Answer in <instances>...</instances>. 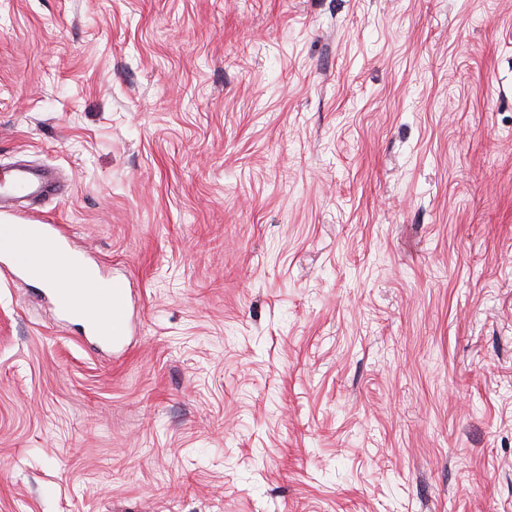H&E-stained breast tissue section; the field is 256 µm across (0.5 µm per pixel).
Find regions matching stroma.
Returning <instances> with one entry per match:
<instances>
[{
  "mask_svg": "<svg viewBox=\"0 0 512 512\" xmlns=\"http://www.w3.org/2000/svg\"><path fill=\"white\" fill-rule=\"evenodd\" d=\"M128 276L0 273V512H512V0H0V166ZM61 194L59 189L49 191L40 176L28 168H16L4 173L0 178L1 202L23 197L33 199L41 204L47 200L57 198ZM16 250V249H15ZM14 250V251H15ZM17 260L31 268L30 279L41 285L44 288H55L51 291V296L54 302V308L62 317L71 318L74 316H84L88 322V336L104 341L110 345L113 343H121L125 336L128 334L130 326V292L123 279L112 277L111 288H99L102 281H105L103 275L104 271L98 262L94 264L86 262L84 259L81 261L82 266L90 268L94 271V278L92 280L83 278L82 283L85 288H82L86 293L94 295L95 298L107 310V318L90 314L82 303L67 302L58 294L57 288L62 292L75 295V290L65 288H79V284L67 285L58 283L54 280L48 279L44 275V269L48 261H52L59 267H71L76 264V259L69 256L55 254L53 251L47 249H35L26 251H15ZM17 264V263H16ZM25 266L17 264L18 271L27 276L29 271Z\"/></svg>",
  "mask_w": 512,
  "mask_h": 512,
  "instance_id": "obj_1",
  "label": "stroma"
}]
</instances>
